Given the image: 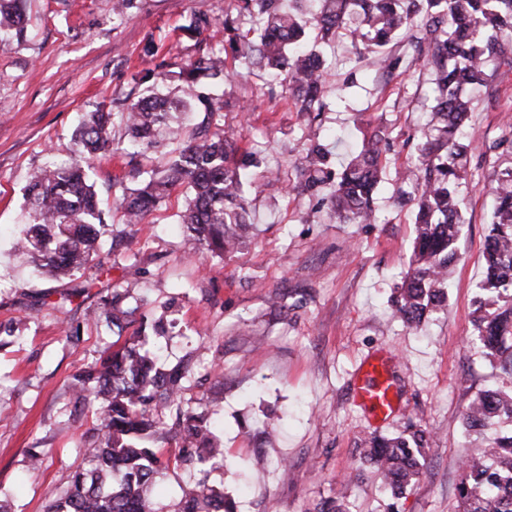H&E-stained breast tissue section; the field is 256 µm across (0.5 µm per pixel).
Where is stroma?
Returning a JSON list of instances; mask_svg holds the SVG:
<instances>
[{
    "label": "stroma",
    "instance_id": "obj_1",
    "mask_svg": "<svg viewBox=\"0 0 512 512\" xmlns=\"http://www.w3.org/2000/svg\"><path fill=\"white\" fill-rule=\"evenodd\" d=\"M113 0H26L23 35L0 33V323L19 322V343L0 350V487L8 512H44L51 493L65 490L81 461L90 413L77 409L69 382L85 363L131 328L110 331L84 324L96 298L61 299L57 284L33 272L15 252L13 235L27 220L31 173L47 162H68L82 115L106 103L117 115L141 96L146 75L161 63L183 64L224 45V13L232 0H135L123 19ZM199 14L211 27L200 39L181 29ZM154 42L156 52L143 47ZM329 66L327 106L317 119L296 111L283 87L263 95L267 77L243 69L225 96V128H245L261 170L278 183L250 204L255 226L241 251L218 257L198 250L178 214L189 195L178 189L142 224H125L113 202L145 178V164L121 155L95 162V189L117 235L120 258L98 278L146 299L167 318L166 335L149 349L173 368L192 359L181 393L206 403L224 446V466L207 483L223 490L236 512H315L343 494L349 512H456L460 467L469 452L462 418L482 390L512 381L479 348L468 345L484 277V243L493 202L488 185L512 167V69L489 66L487 87L474 94L468 122L470 180L461 187L465 224L460 259L447 285V307L422 332L390 315L393 288L406 270L415 237L413 210L398 207L389 177L417 156L431 96V74L411 36L392 42L397 66L382 70L358 57L348 41L324 48ZM383 127L388 177L377 194L379 221L332 218L321 196L292 191L293 167L307 135L343 133L361 142ZM81 336L67 340L69 325ZM392 359L398 409L373 421L353 395L365 362ZM436 442L426 471L405 497L390 502L376 469L359 461L360 438L398 434L407 423ZM46 457L28 469L29 450ZM287 462L280 474L278 462ZM196 473L164 471L150 497L173 512Z\"/></svg>",
    "mask_w": 512,
    "mask_h": 512
}]
</instances>
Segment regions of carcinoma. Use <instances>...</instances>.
Returning <instances> with one entry per match:
<instances>
[{"instance_id": "obj_1", "label": "carcinoma", "mask_w": 512, "mask_h": 512, "mask_svg": "<svg viewBox=\"0 0 512 512\" xmlns=\"http://www.w3.org/2000/svg\"><path fill=\"white\" fill-rule=\"evenodd\" d=\"M22 0H0V30L22 32ZM308 19L294 8L283 10L281 0H234V13L224 17V49L203 54L180 67L179 97L150 92L121 113L131 134L133 156L149 161L156 136L178 138L180 126L172 113L194 112L195 83L201 77L233 82L239 72L226 60L257 66L282 78L300 112L325 107L326 65L306 47V25L321 39L351 37L358 55H370L387 69L393 67L386 47L407 33L422 17L425 37L419 52L432 74L428 131L416 160L395 172L398 198L413 206L416 237L413 252L393 302L395 316L407 327L444 309L450 268L457 262L456 242L465 223L463 199L457 188L467 179L470 142L464 128L473 110L470 92L486 85L489 64L505 59L504 37L512 34V0H320ZM211 27L205 15L183 28L190 38ZM206 120L200 131L172 156L152 169L143 186L118 200L125 223L141 224L178 186L190 191L180 224L199 248L217 256L243 244L249 222V196L270 181L234 157L242 134L228 133L215 115L224 110L221 97L201 100ZM112 111L105 106L87 114L76 130L74 156L64 165L35 171L28 186L30 222L16 241L18 252L36 270L58 280L102 268L108 223L90 182L94 157L114 150ZM389 143L378 128L365 137L347 165L334 170L328 145L308 140L297 166L292 190L323 192L336 219L353 224L376 221L374 194L383 179L381 157ZM495 209L486 237V277L479 288L502 294L512 290V169L491 180ZM116 290L99 297L95 324L122 327L127 311ZM474 318V340L482 353L512 376V301L492 310L480 304ZM133 344L104 351L73 376L75 404L95 409L92 436L82 462L66 490L49 498L45 512H157L147 496L159 472L175 461L206 472L223 465L211 422L180 398L181 381L192 368L165 371ZM170 407L168 427L156 415V405ZM468 435L481 437L503 421L512 423V389H487L471 402L463 418ZM175 440L182 450L174 457L148 441ZM433 443L432 434L408 424L396 436H373L361 458L382 475L391 497L399 499L419 480ZM459 512H512V432L496 436L485 453L466 460L458 487ZM234 512L224 493L205 478L183 492L180 512Z\"/></svg>"}]
</instances>
